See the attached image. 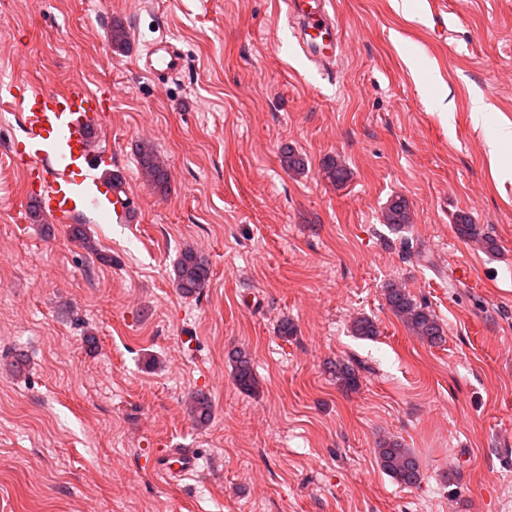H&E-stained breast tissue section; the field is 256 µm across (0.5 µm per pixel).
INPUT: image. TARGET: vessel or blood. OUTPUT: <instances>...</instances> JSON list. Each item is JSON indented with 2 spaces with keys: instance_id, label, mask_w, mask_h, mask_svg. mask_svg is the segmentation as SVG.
<instances>
[{
  "instance_id": "b4317fda",
  "label": "vessel or blood",
  "mask_w": 512,
  "mask_h": 512,
  "mask_svg": "<svg viewBox=\"0 0 512 512\" xmlns=\"http://www.w3.org/2000/svg\"><path fill=\"white\" fill-rule=\"evenodd\" d=\"M287 14L305 56L321 69L333 68L340 45L333 0H288ZM140 69L157 81H167L183 69L182 52L167 39L153 42L136 55ZM6 91L16 103L22 121L21 140L8 146L10 159L25 169L37 185L31 194L41 212L53 223L72 225L88 204L108 202L112 217L132 224V202L120 182L107 183L95 176L110 167L112 150L96 146L95 131L103 120L98 91L80 82L62 91L10 83ZM199 456L193 448H171L153 469L167 479L194 471Z\"/></svg>"
}]
</instances>
